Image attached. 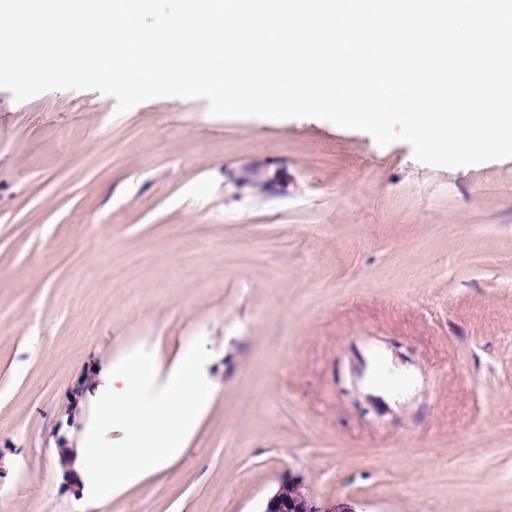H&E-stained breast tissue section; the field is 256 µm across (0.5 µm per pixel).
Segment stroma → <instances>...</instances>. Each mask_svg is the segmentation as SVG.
Wrapping results in <instances>:
<instances>
[{
	"label": "stroma",
	"instance_id": "35a3bbf8",
	"mask_svg": "<svg viewBox=\"0 0 512 512\" xmlns=\"http://www.w3.org/2000/svg\"><path fill=\"white\" fill-rule=\"evenodd\" d=\"M0 89V512H80L66 387L205 351L221 393L112 512H512V158L448 169L317 118ZM374 346L417 371L365 390ZM303 496L304 498L299 496V503L303 505L302 508H299L298 502L283 501L280 497V493H277L268 501L264 512H335V509H321L305 496V494Z\"/></svg>",
	"mask_w": 512,
	"mask_h": 512
}]
</instances>
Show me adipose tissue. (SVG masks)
Masks as SVG:
<instances>
[{
    "instance_id": "obj_1",
    "label": "adipose tissue",
    "mask_w": 512,
    "mask_h": 512,
    "mask_svg": "<svg viewBox=\"0 0 512 512\" xmlns=\"http://www.w3.org/2000/svg\"><path fill=\"white\" fill-rule=\"evenodd\" d=\"M205 363L199 349L181 347L162 393L150 401L141 386L158 365L136 355L109 364L98 382L83 388L79 399L95 405L98 420L86 424L68 450V470L96 512L139 482L169 473L184 458L218 391L203 378ZM114 425L125 434L123 447H113L104 433Z\"/></svg>"
}]
</instances>
